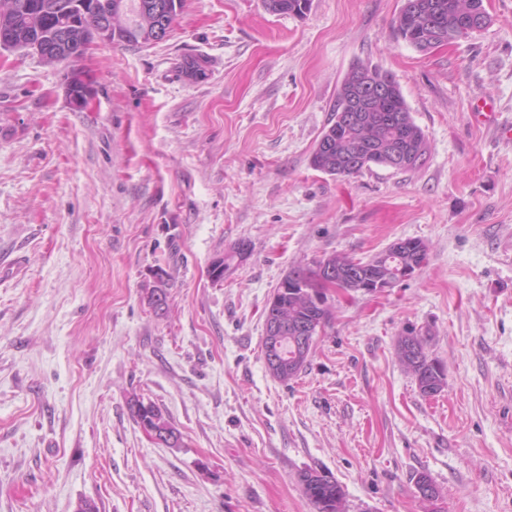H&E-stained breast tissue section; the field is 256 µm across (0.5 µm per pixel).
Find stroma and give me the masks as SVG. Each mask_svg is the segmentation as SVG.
I'll list each match as a JSON object with an SVG mask.
<instances>
[{
    "instance_id": "stroma-1",
    "label": "stroma",
    "mask_w": 512,
    "mask_h": 512,
    "mask_svg": "<svg viewBox=\"0 0 512 512\" xmlns=\"http://www.w3.org/2000/svg\"><path fill=\"white\" fill-rule=\"evenodd\" d=\"M402 4L185 0L165 41L91 47L81 109L65 67L0 50V512H315L307 469L345 512H512V0L427 53L395 34ZM357 63L400 84L429 142L416 169L311 166ZM407 238L426 265L331 293L306 367L273 377L263 312L288 271ZM410 331L446 367L434 397L397 359ZM134 395L177 447L136 424ZM262 3L272 14L302 16L308 11L311 0H263ZM130 405L131 411L138 425L143 421H146L151 427L157 429L170 428L175 430L161 408L155 403L148 402L145 404L139 397H133V399L130 400ZM316 470H305L299 474L303 493L316 509V512L344 511L345 492L341 485L331 476L319 475Z\"/></svg>"
}]
</instances>
